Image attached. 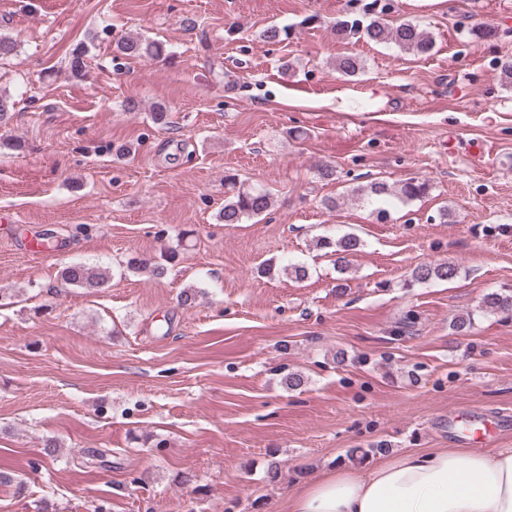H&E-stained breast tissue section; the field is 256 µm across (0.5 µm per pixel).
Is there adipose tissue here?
Returning a JSON list of instances; mask_svg holds the SVG:
<instances>
[{"label":"adipose tissue","instance_id":"ef3b65f1","mask_svg":"<svg viewBox=\"0 0 512 512\" xmlns=\"http://www.w3.org/2000/svg\"><path fill=\"white\" fill-rule=\"evenodd\" d=\"M283 512H512V448H430L338 464L295 486Z\"/></svg>","mask_w":512,"mask_h":512}]
</instances>
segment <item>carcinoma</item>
<instances>
[{
    "mask_svg": "<svg viewBox=\"0 0 512 512\" xmlns=\"http://www.w3.org/2000/svg\"><path fill=\"white\" fill-rule=\"evenodd\" d=\"M378 0H372L364 7V16L350 17L336 22L334 31L340 39L363 38L375 43L392 44L401 51L414 52L421 56L429 55L434 47L432 37L420 26L410 20L397 25L382 22L377 14ZM115 47L118 53L134 59L157 60L166 55L165 45L159 41L141 37L123 36ZM361 69V60L353 54H345L336 59V70L347 77L356 75ZM224 184L233 187L231 194L224 199V207L218 218L226 224H240L265 214L272 206L271 194L259 187L237 185L233 175L224 176ZM430 183L425 179L409 178L399 185H389L375 181L351 190L352 196L370 204L388 203L396 200L406 204L428 194ZM316 246L330 250L334 256V265L339 273H345L350 266L349 257L362 246L359 237L353 233L337 239L322 236ZM178 253L165 250L156 257L132 258L127 261L126 269L131 272H147L154 277L164 275L169 265L176 262ZM459 273V266L450 262L425 263L412 272V282L425 283L430 280L448 281ZM61 281L69 286L88 291H99L110 283L109 270L96 265L74 262L62 267ZM486 307L503 315H512V289L504 288L492 292L485 298Z\"/></svg>",
    "mask_w": 512,
    "mask_h": 512,
    "instance_id": "1",
    "label": "carcinoma"
}]
</instances>
